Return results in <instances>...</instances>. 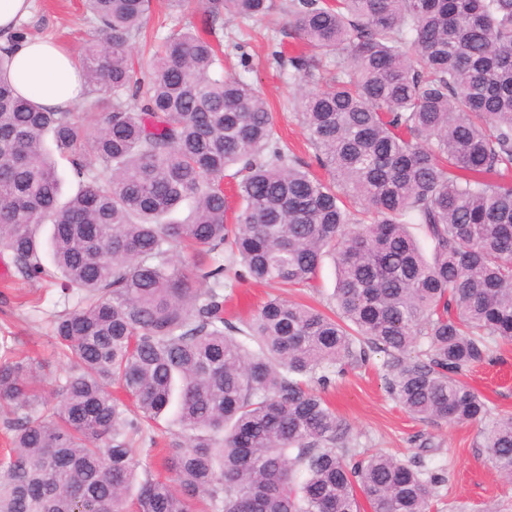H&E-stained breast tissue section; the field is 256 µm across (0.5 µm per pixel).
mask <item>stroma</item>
I'll list each match as a JSON object with an SVG mask.
<instances>
[{
	"instance_id": "1",
	"label": "stroma",
	"mask_w": 512,
	"mask_h": 512,
	"mask_svg": "<svg viewBox=\"0 0 512 512\" xmlns=\"http://www.w3.org/2000/svg\"><path fill=\"white\" fill-rule=\"evenodd\" d=\"M201 14L199 0H187L175 13L169 12L167 0H152L145 31L150 37H164L159 24L167 16L177 27L196 28ZM20 26L28 36L52 39L77 57L97 33L84 0H33L32 11ZM216 41L232 70L249 65V76L269 103L279 136L303 161L314 163V150L295 108L296 99L306 89L289 80L287 71L279 69L271 58L276 46L289 55L305 50L303 40L291 31L285 17L275 14L248 23L225 19ZM225 277L235 282L224 313L234 324L280 293L274 285L235 281L230 270ZM77 302L76 296H64L52 281L33 284L15 277L8 256H0V336L11 337L17 354L44 365V383H51L69 367L55 348L52 321ZM498 356L495 364L476 367L465 379L487 399L493 412L512 413V341L500 343ZM383 360V354L373 355L367 365L336 377L324 393L348 427L354 446L367 454L385 451L407 459L416 453L420 439H431L439 451L427 458V466H443L449 471L442 512H512V481L505 480L489 460L478 427L436 425L412 417L386 392Z\"/></svg>"
}]
</instances>
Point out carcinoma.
I'll use <instances>...</instances> for the list:
<instances>
[{
	"label": "carcinoma",
	"instance_id": "obj_1",
	"mask_svg": "<svg viewBox=\"0 0 512 512\" xmlns=\"http://www.w3.org/2000/svg\"><path fill=\"white\" fill-rule=\"evenodd\" d=\"M150 4L87 0L92 134L11 87L24 31L0 47V253L79 297L54 320L77 368L53 400L42 364L0 346V512H432L448 482L425 465L434 444L366 456L320 395L375 353L392 399L481 425L512 479V413L459 379L512 340V0H203L209 30L170 29L145 79L129 47ZM274 13L312 52L289 78L312 88L299 111L326 181L211 39L227 14ZM56 154L79 182L64 202ZM327 258L332 314L277 296L224 319L228 267L313 288ZM169 425L165 474L140 470Z\"/></svg>",
	"mask_w": 512,
	"mask_h": 512
}]
</instances>
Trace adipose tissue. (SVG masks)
I'll list each match as a JSON object with an SVG mask.
<instances>
[{"instance_id":"obj_1","label":"adipose tissue","mask_w":512,"mask_h":512,"mask_svg":"<svg viewBox=\"0 0 512 512\" xmlns=\"http://www.w3.org/2000/svg\"><path fill=\"white\" fill-rule=\"evenodd\" d=\"M13 50L9 79L20 94L49 109L69 108L83 97L87 79L70 53L38 38L21 40Z\"/></svg>"}]
</instances>
